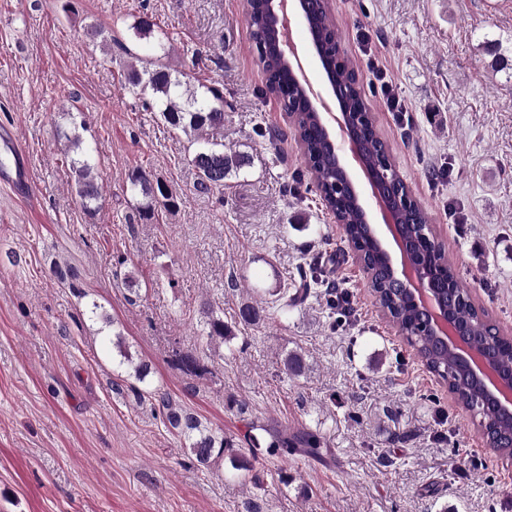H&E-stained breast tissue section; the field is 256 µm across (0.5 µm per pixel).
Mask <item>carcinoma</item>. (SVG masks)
I'll list each match as a JSON object with an SVG mask.
<instances>
[{"mask_svg":"<svg viewBox=\"0 0 512 512\" xmlns=\"http://www.w3.org/2000/svg\"><path fill=\"white\" fill-rule=\"evenodd\" d=\"M247 22L256 42L259 60L267 75L269 93L286 103L293 101L292 118L296 137L301 143L304 162L312 171L318 190L336 209L338 219L343 226L347 239L359 243L365 238L367 223L362 205L339 187L342 171L331 147L320 133L317 119L302 101L297 86L288 78V72L282 58L277 55L275 31L266 21L262 0H249L246 8ZM308 23L321 39L335 45L339 41V31L330 22L327 9L319 0L309 2ZM333 73L338 85L345 90L349 110L358 115L361 142L366 152L367 164L372 170L381 172L389 180L397 173L383 144L377 137L361 91L355 83L354 74L345 63H336L331 59ZM133 87L143 86L151 90L153 102L159 105L164 121L172 128L190 134L196 141H202L206 147L196 151L191 163L198 171L197 188L203 191L219 189L230 174L249 164L248 157L214 139L224 131V95L210 88L211 98L197 99L193 91L183 88V82L172 76L159 61H146L144 65H131L127 77ZM78 195L84 210L92 211V204L99 197L98 186L94 182L91 168L83 163L77 167ZM131 185L140 188L147 199L145 211L160 202L167 209L177 207V196L164 184L150 182L142 173L131 180ZM405 224L408 225L410 239L415 251L428 269L440 282L449 288L446 303L453 318L465 325L470 340L480 346L493 344L494 360L502 373L512 375V337L487 335L483 314L466 303V290L457 280L452 266L445 259L440 246L429 236V217L417 207L405 209ZM365 260L372 269V288L380 307L386 309L400 329L414 342L421 361L433 373L442 377L458 401L477 411L480 424L487 430V444L497 448L502 454L512 457V417L496 409L491 401L484 399L480 386L456 362L454 354L437 345L434 337L426 334L415 309L396 290L392 284L383 257L376 252L366 253ZM265 309L252 304H244L238 310V320L245 324H256L264 319ZM233 335L232 326L224 322V317L209 309L206 312L205 339L211 344L224 337ZM157 416L162 422L187 436L186 464L193 467L210 468L224 460V455L236 458L233 441L215 437L204 432L194 417L177 410L166 399H160ZM268 441L265 452L270 457L283 458L288 453L300 450L318 457L322 454L321 438L313 431L290 433L277 428L266 429Z\"/></svg>","mask_w":512,"mask_h":512,"instance_id":"obj_1","label":"carcinoma"}]
</instances>
